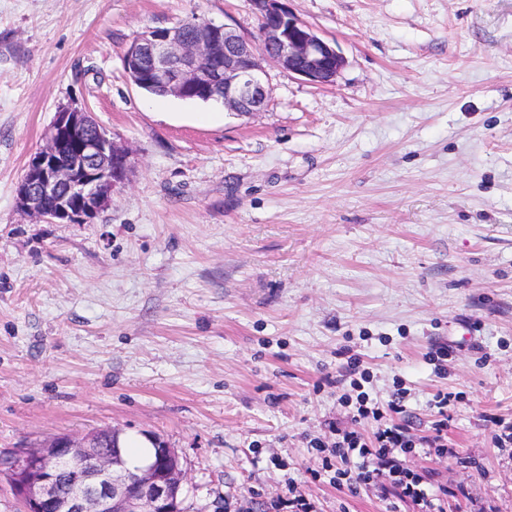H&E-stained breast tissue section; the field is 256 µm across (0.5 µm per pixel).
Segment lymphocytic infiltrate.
<instances>
[{
	"instance_id": "lymphocytic-infiltrate-1",
	"label": "lymphocytic infiltrate",
	"mask_w": 512,
	"mask_h": 512,
	"mask_svg": "<svg viewBox=\"0 0 512 512\" xmlns=\"http://www.w3.org/2000/svg\"><path fill=\"white\" fill-rule=\"evenodd\" d=\"M403 399L402 391H393L385 406L380 407L368 393H358L356 417L372 422V433L367 436L353 426H335L331 457L323 461L322 467L332 471L331 481L338 490L355 495L360 486L380 487L388 481L397 487L399 500L417 506L419 512H442L440 501L445 487L404 467L400 456L415 448H446L448 408L453 395L444 390L433 394L428 406L436 419L430 435L418 439L403 417Z\"/></svg>"
}]
</instances>
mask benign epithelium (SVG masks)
I'll return each mask as SVG.
<instances>
[{"mask_svg":"<svg viewBox=\"0 0 512 512\" xmlns=\"http://www.w3.org/2000/svg\"><path fill=\"white\" fill-rule=\"evenodd\" d=\"M259 21L250 39L229 24L186 19L138 33L123 54L135 87L156 88L182 99L221 100L247 116L269 101L265 63L315 85L335 82L345 65L336 49L294 15L288 0H248ZM130 155L86 110L55 113L46 144L30 158L16 196L19 208L48 224H84L112 202L125 184ZM120 431L112 448L90 450V436L58 435L36 448L0 457V478L23 512H179L186 475L175 449L155 436L153 453L137 466L124 460Z\"/></svg>","mask_w":512,"mask_h":512,"instance_id":"7a95c632","label":"benign epithelium"}]
</instances>
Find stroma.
Here are the masks:
<instances>
[{"label":"stroma","instance_id":"stroma-1","mask_svg":"<svg viewBox=\"0 0 512 512\" xmlns=\"http://www.w3.org/2000/svg\"><path fill=\"white\" fill-rule=\"evenodd\" d=\"M289 7L346 64H268L240 116L146 95L122 55L193 16L256 37L248 0H0V453L115 427L175 448L184 512H413L321 470L356 358L371 399L402 380L414 435L458 394L448 455L406 457L445 512H512V0ZM64 106L132 161L88 224L16 203Z\"/></svg>","mask_w":512,"mask_h":512}]
</instances>
